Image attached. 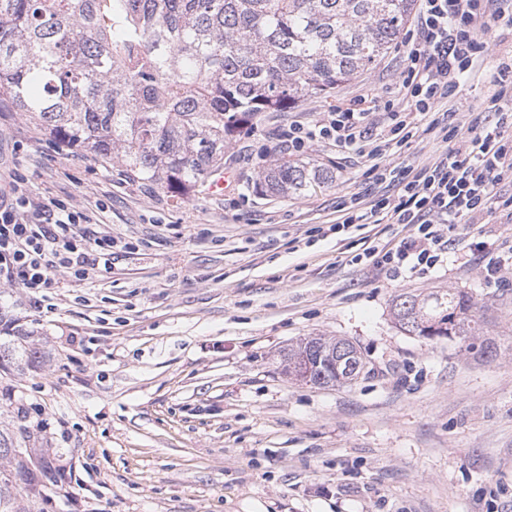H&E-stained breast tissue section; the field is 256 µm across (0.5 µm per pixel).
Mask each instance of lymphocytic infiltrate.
<instances>
[{
	"mask_svg": "<svg viewBox=\"0 0 512 512\" xmlns=\"http://www.w3.org/2000/svg\"><path fill=\"white\" fill-rule=\"evenodd\" d=\"M488 2L419 0L415 23L406 33L407 64L399 85L418 111L427 112L458 90L477 60H491L490 103L497 121H476L471 136L461 140L455 125L433 119L430 130L448 145L442 158L399 169L389 167V153L413 133L407 124L396 123L369 150L367 175L376 184L398 182L397 196L354 195L338 206L335 230L340 234L384 222L412 227V234L388 250L364 239V257L386 277L427 275L443 263L457 224L492 208L512 211V195L497 192L500 183H512V137L502 132L512 118V55L498 54L486 37L491 24L512 27V0H496L492 11ZM367 117L366 110L351 106L333 112L318 129L289 128L288 142L299 150L322 137L351 147L364 142ZM93 222L85 209L59 200H31L15 174L0 176V281L24 288L37 306L54 287L56 269L70 270L81 280L110 274L112 239L98 235Z\"/></svg>",
	"mask_w": 512,
	"mask_h": 512,
	"instance_id": "f902f5d3",
	"label": "lymphocytic infiltrate"
}]
</instances>
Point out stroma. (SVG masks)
Listing matches in <instances>:
<instances>
[{"label":"stroma","mask_w":512,"mask_h":512,"mask_svg":"<svg viewBox=\"0 0 512 512\" xmlns=\"http://www.w3.org/2000/svg\"><path fill=\"white\" fill-rule=\"evenodd\" d=\"M405 59L395 45L330 96L266 113L225 149L223 194L182 203L63 149L22 113L0 118V169L17 170L34 200L92 212L114 241L108 278L57 270L42 308L23 288L0 287V312L47 354L0 368V394L11 395L0 430L15 408L38 411L44 427L23 446L65 460V491L42 512H512V266L487 287L476 248L512 254V217L486 212L460 226L427 276L386 279L351 258L363 237L391 248L409 227L342 239L315 230L335 223L342 196L394 197L396 184L372 187L363 153L321 139L294 151L280 137L362 97L373 133L388 132L395 112L419 128L392 165L438 161L446 145L427 129L433 113L397 85ZM489 70L476 62L435 107L455 111L460 137L488 104ZM282 151L330 168L335 183L300 197L257 192ZM439 288L473 293L495 361L396 328V295ZM320 335L352 341L365 373L329 387L289 375V349Z\"/></svg>","instance_id":"obj_1"}]
</instances>
